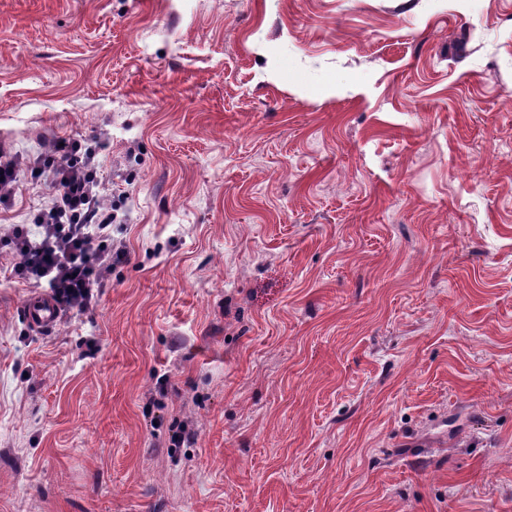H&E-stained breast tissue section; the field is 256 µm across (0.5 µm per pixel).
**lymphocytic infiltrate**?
<instances>
[{"instance_id": "lymphocytic-infiltrate-1", "label": "lymphocytic infiltrate", "mask_w": 512, "mask_h": 512, "mask_svg": "<svg viewBox=\"0 0 512 512\" xmlns=\"http://www.w3.org/2000/svg\"><path fill=\"white\" fill-rule=\"evenodd\" d=\"M98 147L68 138L36 158L32 178L52 171L47 201L30 223L12 225L6 242L16 260L11 278L46 285L59 311L83 314L97 302L127 253L112 246L114 207L103 199Z\"/></svg>"}]
</instances>
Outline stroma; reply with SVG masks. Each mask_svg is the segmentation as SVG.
I'll list each match as a JSON object with an SVG mask.
<instances>
[{
  "label": "stroma",
  "mask_w": 512,
  "mask_h": 512,
  "mask_svg": "<svg viewBox=\"0 0 512 512\" xmlns=\"http://www.w3.org/2000/svg\"><path fill=\"white\" fill-rule=\"evenodd\" d=\"M58 137L128 260L41 332L0 253V512H512V0H0Z\"/></svg>",
  "instance_id": "1"
}]
</instances>
